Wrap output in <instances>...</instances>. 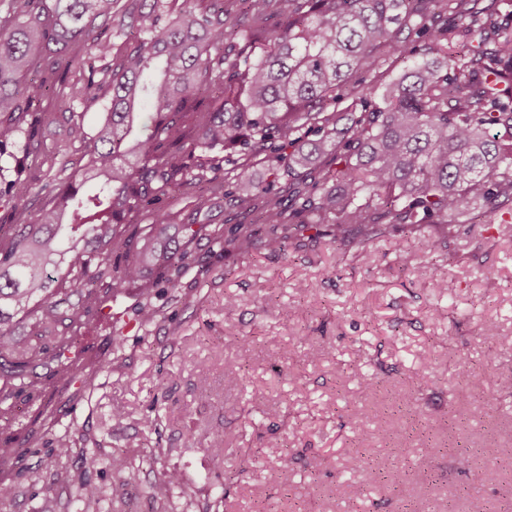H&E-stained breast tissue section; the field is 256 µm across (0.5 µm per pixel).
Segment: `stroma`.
<instances>
[{
	"mask_svg": "<svg viewBox=\"0 0 512 512\" xmlns=\"http://www.w3.org/2000/svg\"><path fill=\"white\" fill-rule=\"evenodd\" d=\"M73 53L84 78L111 63V22L97 21L95 42ZM26 81L57 122L40 139L43 168L13 150L31 207L21 218L1 197V235L34 221L46 201L39 184L86 165L69 129L92 133L106 94L97 89L77 110L70 83L42 88L35 69ZM161 205L201 226L186 263L151 270L157 318L147 328L136 325L138 290L113 301L132 325L120 365L111 327L85 329L93 388L64 383L53 363L33 368L38 391H18L0 418V448L12 451L0 480L13 488L0 512H42L48 497L55 512H156L148 488L171 470L182 476L174 512H318L324 499L330 512H512V393L499 390L512 373L511 217L465 222L429 253L414 235H378L360 254L312 230L281 251L227 253L209 236L230 213L223 194L198 214L185 193ZM55 420L103 457H132L124 494H113L107 466L56 457ZM353 456L398 480L354 499ZM84 481L99 491L88 508L78 500Z\"/></svg>",
	"mask_w": 512,
	"mask_h": 512,
	"instance_id": "1",
	"label": "stroma"
}]
</instances>
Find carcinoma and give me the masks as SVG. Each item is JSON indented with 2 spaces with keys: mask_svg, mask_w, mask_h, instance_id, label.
<instances>
[{
  "mask_svg": "<svg viewBox=\"0 0 512 512\" xmlns=\"http://www.w3.org/2000/svg\"><path fill=\"white\" fill-rule=\"evenodd\" d=\"M10 0L0 16V183L3 157L56 123L53 112H30L25 73L53 56L43 83L66 80L72 45L95 40L101 16L120 12L115 37L135 44L101 69L109 100L94 134L82 136L88 163L54 187L35 221L0 237V413L24 369L44 362L38 340L53 339L56 372L71 382L83 371L63 360L100 317V292L142 297L141 326L157 314L155 285L144 271L184 260L197 230L173 224L157 207L159 193L194 189V211L219 164L231 174L224 195L239 208L211 229L214 243L245 251L259 239L280 250L295 234L326 228L331 239L368 241L392 227L419 234L430 251L453 236L460 215L478 208L493 223L512 203V27L485 21L479 0H209L207 11H176V0ZM481 30L477 48L448 54L453 39ZM216 54H211V50ZM406 50L413 62L380 89L355 78ZM338 101L343 112L329 111ZM313 129L317 140L301 131ZM285 179L274 192L253 179L257 155ZM151 215L143 244L131 248L128 218ZM79 301L64 315L59 306ZM36 342L19 343L17 316ZM57 455L106 465L125 491L129 457L102 458L86 438L64 429ZM365 481L397 473L365 465ZM175 472L150 486L159 512H172Z\"/></svg>",
  "mask_w": 512,
  "mask_h": 512,
  "instance_id": "1",
  "label": "carcinoma"
}]
</instances>
